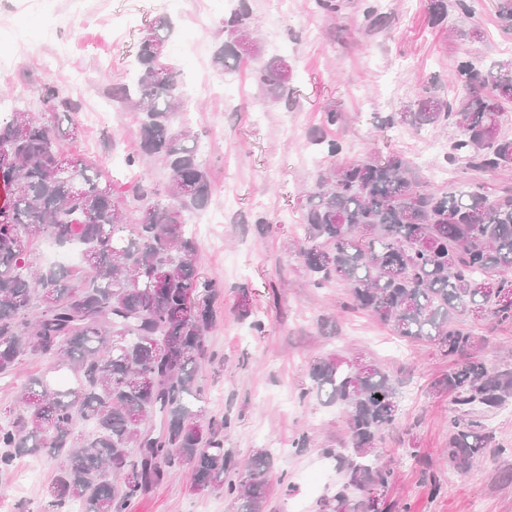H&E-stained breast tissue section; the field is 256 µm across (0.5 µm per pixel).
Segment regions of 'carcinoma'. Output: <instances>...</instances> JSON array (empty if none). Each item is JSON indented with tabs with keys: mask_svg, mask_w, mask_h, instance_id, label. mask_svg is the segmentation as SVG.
<instances>
[{
	"mask_svg": "<svg viewBox=\"0 0 512 512\" xmlns=\"http://www.w3.org/2000/svg\"><path fill=\"white\" fill-rule=\"evenodd\" d=\"M471 13L469 0H431L439 20L448 8ZM364 20L382 29L388 20L366 0ZM250 7L238 0L224 18L214 66L231 69L260 60L253 79L264 99L288 102V64L265 57L250 36ZM162 17L142 36L136 78L112 88L117 101L136 107L141 149L169 171L160 190L136 188L138 216L114 196L102 172L66 155L67 133L28 112L0 117V376L24 358L46 359L28 377L13 418L0 422V473L22 456L57 462L43 496L55 512H126L129 503L177 471L200 492H221L230 512H266L267 475L274 458L258 449L244 465L224 451L227 422L207 417L198 377L208 334L218 324L215 300L224 285L202 276L200 246L188 217L207 208L214 184L198 156L195 136L181 121L182 84L166 61ZM456 92L444 97L423 85L390 127L454 126L446 160L464 170L512 168V135L502 131L503 103L512 102V63L481 74L475 63L449 65ZM52 108L78 107L52 85ZM341 118L327 111L315 144L328 157L343 152L327 135ZM305 242L299 255L311 286L346 288V306L371 313L402 338L425 340L448 359V371L430 392L448 397V463L470 470L492 447L477 417L512 400V367H490L475 355L485 342L469 323L512 327V193L492 196L478 184L451 189L421 182L400 156L343 162L319 171L303 205ZM52 238L83 244L89 275L64 267H35L33 246ZM72 374L60 389L49 379ZM310 387L325 405L346 410L352 454L336 453L345 473L337 508L387 512L394 471L382 460L379 434L399 417L389 374L365 372L352 358L329 355L308 366ZM356 493L349 500L347 492Z\"/></svg>",
	"mask_w": 512,
	"mask_h": 512,
	"instance_id": "carcinoma-1",
	"label": "carcinoma"
}]
</instances>
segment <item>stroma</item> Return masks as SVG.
<instances>
[{
    "mask_svg": "<svg viewBox=\"0 0 512 512\" xmlns=\"http://www.w3.org/2000/svg\"><path fill=\"white\" fill-rule=\"evenodd\" d=\"M364 0H343L333 17L311 0H249L264 46L280 40L290 66L289 104L264 100L251 77L257 62L243 60L232 76L240 89L229 105L220 102L224 74L213 64L222 27L221 0H44L32 12L27 0H0V21L26 28L31 42L14 50V66L0 74V98L10 110H26L69 127L70 115L48 112L42 88L54 85L77 100L83 113L76 138L61 141L65 153L97 165L116 195L131 198L139 182L164 187L168 172L157 162L130 163L140 150L139 116L110 95L125 82L144 31L158 18L173 21L167 56L180 70L191 96L188 121L208 168L214 193L210 209L232 196L223 223L202 237L201 271L223 283L216 301L219 323L207 338L201 362L204 406L209 417L227 420L224 447L243 461L254 449L274 455L267 512H334L343 483L333 451L344 448L343 410L318 403L306 375L315 358L363 352L399 379V421L381 433L385 462L396 477L387 492L391 512H512V402L485 419L502 455L487 454L461 473L441 459L448 443L447 398L428 386L448 362L425 341L395 336L370 313L345 306L340 285L313 288L298 253L304 239V195L332 158L313 159L314 132L325 111L342 115L332 134L344 150L341 161L400 155L424 180L447 167L448 184L467 180L489 194L512 188V170L462 173L447 166L446 148L454 128H403L385 118L427 83L448 85V65L472 57L479 68L512 61V31L499 19L495 0H471L468 16L449 12L430 21V0H377L387 27L368 31ZM53 25L57 42L43 41L41 24ZM479 29V40L466 31ZM71 44L60 53L58 43ZM82 84L70 87L74 75ZM248 316H241V307ZM263 321L264 332L252 324ZM306 447H297L301 436ZM429 463L440 486L432 493L422 480ZM46 458L26 457L0 475V512H52L42 491L54 475ZM223 494L194 491L176 475L130 503L126 512H227Z\"/></svg>",
    "mask_w": 512,
    "mask_h": 512,
    "instance_id": "1",
    "label": "stroma"
}]
</instances>
